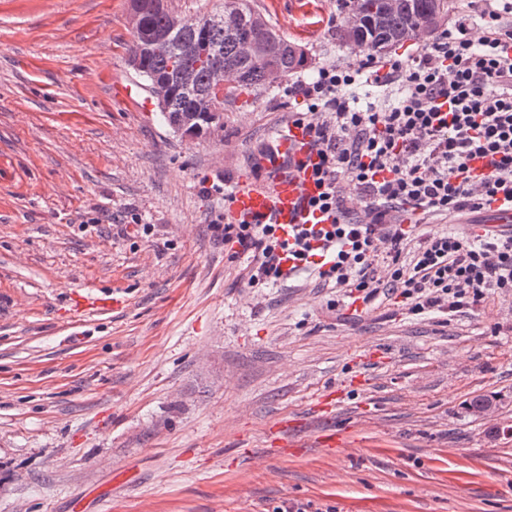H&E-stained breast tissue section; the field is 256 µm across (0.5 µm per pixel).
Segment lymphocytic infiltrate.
<instances>
[{
	"label": "lymphocytic infiltrate",
	"mask_w": 512,
	"mask_h": 512,
	"mask_svg": "<svg viewBox=\"0 0 512 512\" xmlns=\"http://www.w3.org/2000/svg\"><path fill=\"white\" fill-rule=\"evenodd\" d=\"M397 91L361 109L354 93ZM307 111L319 189L310 207L331 228L281 240L274 224H228L225 242L247 258L250 285L317 273L324 285L371 302L400 289L412 314L456 316L491 295L512 293V231H422L404 212L427 217L477 213L512 202V0H467L451 29L410 63L374 58L324 66L291 86Z\"/></svg>",
	"instance_id": "obj_1"
}]
</instances>
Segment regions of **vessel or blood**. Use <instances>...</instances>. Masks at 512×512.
Here are the masks:
<instances>
[{
    "mask_svg": "<svg viewBox=\"0 0 512 512\" xmlns=\"http://www.w3.org/2000/svg\"><path fill=\"white\" fill-rule=\"evenodd\" d=\"M275 142L276 162L268 164L266 176L238 182L226 222L275 224L285 239L292 238L302 227H324L321 213L307 204L315 190L310 179L315 156L304 129L288 124L277 130Z\"/></svg>",
    "mask_w": 512,
    "mask_h": 512,
    "instance_id": "obj_1",
    "label": "vessel or blood"
}]
</instances>
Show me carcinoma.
I'll return each instance as SVG.
<instances>
[{"label":"carcinoma","mask_w":512,"mask_h":512,"mask_svg":"<svg viewBox=\"0 0 512 512\" xmlns=\"http://www.w3.org/2000/svg\"><path fill=\"white\" fill-rule=\"evenodd\" d=\"M230 13L234 25L224 24L220 4L205 8L196 15L198 27L189 29L172 23L171 10L164 0H131L141 4L146 29L168 36L171 49L156 53L143 47L140 35L133 34L129 49L133 70L149 92L174 75L182 67L193 69L191 84H167L162 102L158 105L166 123L175 126L187 112L196 114L195 135L204 137L220 126L221 116L206 106L214 100L210 85V70L224 68L228 83L224 100L242 94H272L277 86L268 80L270 71L280 79L302 71L308 64L306 48L291 41L268 20L252 0H231ZM454 0H336L340 23L336 25L338 43L365 56L387 53L408 40L430 36L444 25ZM360 13V21L347 26L352 11ZM254 45L253 53L242 51L244 42Z\"/></svg>","instance_id":"carcinoma-1"}]
</instances>
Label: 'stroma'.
I'll return each instance as SVG.
<instances>
[{
    "instance_id": "35a3bbf8",
    "label": "stroma",
    "mask_w": 512,
    "mask_h": 512,
    "mask_svg": "<svg viewBox=\"0 0 512 512\" xmlns=\"http://www.w3.org/2000/svg\"><path fill=\"white\" fill-rule=\"evenodd\" d=\"M254 3L302 78L351 59L336 0ZM131 41L130 0H0V512H512V295L449 320L248 286L224 193L302 106L283 82L182 138ZM91 289L124 303L73 316Z\"/></svg>"
}]
</instances>
